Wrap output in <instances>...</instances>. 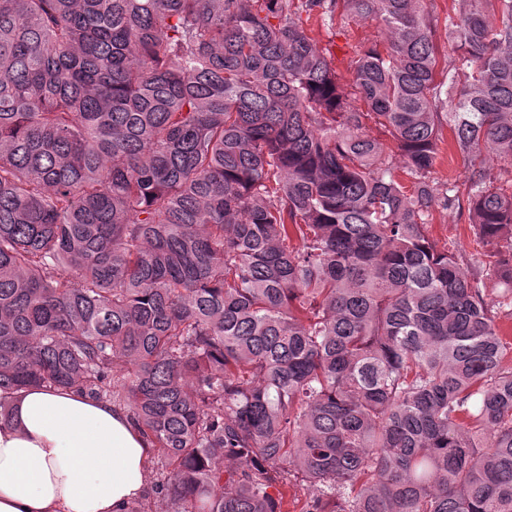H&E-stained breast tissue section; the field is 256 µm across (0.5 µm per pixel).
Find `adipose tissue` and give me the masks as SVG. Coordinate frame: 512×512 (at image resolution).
<instances>
[{
	"instance_id": "obj_1",
	"label": "adipose tissue",
	"mask_w": 512,
	"mask_h": 512,
	"mask_svg": "<svg viewBox=\"0 0 512 512\" xmlns=\"http://www.w3.org/2000/svg\"><path fill=\"white\" fill-rule=\"evenodd\" d=\"M0 417V512H125L147 490L152 450L127 413L30 388Z\"/></svg>"
}]
</instances>
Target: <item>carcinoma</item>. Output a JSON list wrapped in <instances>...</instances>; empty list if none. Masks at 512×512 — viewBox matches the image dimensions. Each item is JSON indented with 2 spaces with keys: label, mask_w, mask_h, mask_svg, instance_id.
<instances>
[{
  "label": "carcinoma",
  "mask_w": 512,
  "mask_h": 512,
  "mask_svg": "<svg viewBox=\"0 0 512 512\" xmlns=\"http://www.w3.org/2000/svg\"><path fill=\"white\" fill-rule=\"evenodd\" d=\"M344 7L388 33L349 85L337 0H0V417L128 409L126 512H512V0H459L446 85L426 0ZM446 126L496 302L429 233ZM339 4L333 27L323 25L314 18L307 21L306 15L302 16V20L317 47L330 51L337 73L348 82L355 50L358 49L356 47L369 46L374 42L383 44L385 36L378 23L353 19L344 11L343 2Z\"/></svg>",
  "instance_id": "1"
}]
</instances>
